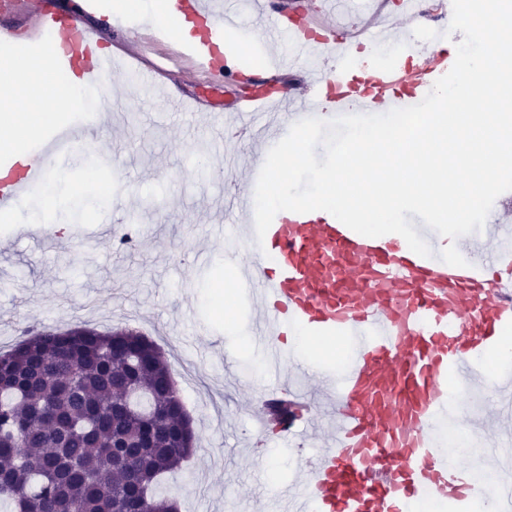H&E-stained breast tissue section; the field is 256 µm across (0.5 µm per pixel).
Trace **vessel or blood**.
Listing matches in <instances>:
<instances>
[{
	"mask_svg": "<svg viewBox=\"0 0 512 512\" xmlns=\"http://www.w3.org/2000/svg\"><path fill=\"white\" fill-rule=\"evenodd\" d=\"M99 10V0H82L75 11L52 8L45 0H14L13 13L29 18L35 36L22 44L2 36L0 52L19 66L45 62L85 84L104 85L106 77L117 76L118 61L134 53L107 45L102 27L86 24V15ZM163 13L164 29L144 28L143 38L186 60L183 79H239V70L219 51L224 34L239 29L236 13L214 8L211 0H163ZM184 17L196 19L204 30L188 56L176 35ZM269 26L276 37L292 39L303 55L326 50L334 61L301 88L282 83L274 100L241 96L235 101L239 112L256 114L270 104L282 108L287 122L213 127L220 140L262 142L248 168L247 188L236 186L228 194L242 221L224 227V267L236 283L255 287L254 333L267 350L269 367L305 376L327 401L318 406L304 391L283 385L253 415L260 431L298 448L308 445L321 410L332 417L331 438L315 454L302 486L294 491L286 485L278 494L290 512H416L420 498L429 494L449 512H460L474 498L491 499L494 512H512V480H460L466 465L451 457L437 434L448 421L470 423L458 413L459 397L449 390V381L462 383L467 392L486 382L475 362L512 329V243L497 239L494 228L483 244L457 239L467 264L454 267L439 259L440 243L418 218L413 225L432 250L428 257L394 236L360 235L322 210L279 212L260 239L253 224L249 187L257 182L266 151L287 134L290 123L309 117L310 105L324 103L335 117L412 106L442 76L447 62L430 53L429 42H401L375 67L373 87L363 93L348 69L359 51L351 36L330 43L277 18ZM422 50L429 54L424 77L410 74L403 64ZM99 130L96 116L87 114L50 134L41 147L1 156L0 215L19 211L53 161L67 159L79 146L93 148ZM297 329L345 340V366L307 367L288 344ZM282 400L291 411L285 419L272 412Z\"/></svg>",
	"mask_w": 512,
	"mask_h": 512,
	"instance_id": "b4317fda",
	"label": "vessel or blood"
}]
</instances>
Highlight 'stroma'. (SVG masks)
<instances>
[{
  "label": "stroma",
  "instance_id": "obj_1",
  "mask_svg": "<svg viewBox=\"0 0 512 512\" xmlns=\"http://www.w3.org/2000/svg\"><path fill=\"white\" fill-rule=\"evenodd\" d=\"M227 2L249 39L237 61L286 65L289 43H271L253 0ZM112 89L118 100L97 99L105 124L96 152L74 155L57 181L58 208L41 224L30 202L0 216V351L33 328L143 334L164 354L197 437L158 493L178 512H280L278 487L306 476L314 450L256 428L249 410L275 381L255 343L251 291L233 288L223 305L211 294L226 276L213 211L253 146L209 149L208 122L139 76ZM132 231L135 244L118 246Z\"/></svg>",
  "mask_w": 512,
  "mask_h": 512
}]
</instances>
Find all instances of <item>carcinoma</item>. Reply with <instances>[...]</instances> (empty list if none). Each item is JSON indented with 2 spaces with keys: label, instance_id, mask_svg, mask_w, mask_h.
Listing matches in <instances>:
<instances>
[{
  "label": "carcinoma",
  "instance_id": "obj_1",
  "mask_svg": "<svg viewBox=\"0 0 512 512\" xmlns=\"http://www.w3.org/2000/svg\"><path fill=\"white\" fill-rule=\"evenodd\" d=\"M145 336L41 329L0 353V505L11 512H174L155 486L194 449Z\"/></svg>",
  "mask_w": 512,
  "mask_h": 512
}]
</instances>
